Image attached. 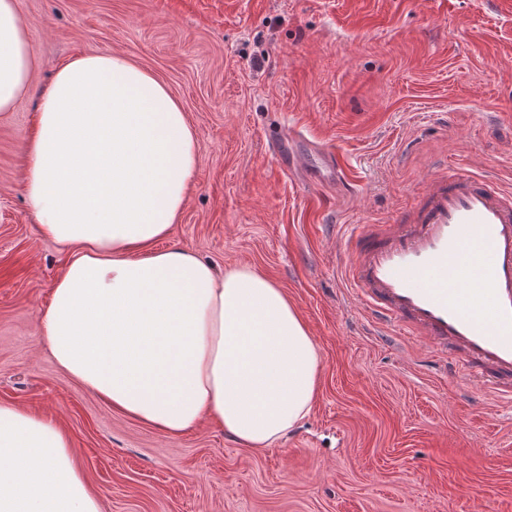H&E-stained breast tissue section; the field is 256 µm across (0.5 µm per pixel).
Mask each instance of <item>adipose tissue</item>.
I'll list each match as a JSON object with an SVG mask.
<instances>
[{"label":"adipose tissue","instance_id":"adipose-tissue-1","mask_svg":"<svg viewBox=\"0 0 512 512\" xmlns=\"http://www.w3.org/2000/svg\"><path fill=\"white\" fill-rule=\"evenodd\" d=\"M28 24L0 0V112L28 87ZM200 143L165 84L121 51L63 65L27 146L29 211L68 262L41 319L56 364L113 410L178 438L210 422L278 444L311 411L320 358L285 292L165 246ZM0 512H101L56 421L0 403Z\"/></svg>","mask_w":512,"mask_h":512}]
</instances>
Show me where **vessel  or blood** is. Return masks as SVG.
<instances>
[{
    "label": "vessel or blood",
    "instance_id": "b4317fda",
    "mask_svg": "<svg viewBox=\"0 0 512 512\" xmlns=\"http://www.w3.org/2000/svg\"><path fill=\"white\" fill-rule=\"evenodd\" d=\"M346 247L345 275L366 307L512 398L511 190L434 175L408 221L357 225Z\"/></svg>",
    "mask_w": 512,
    "mask_h": 512
}]
</instances>
